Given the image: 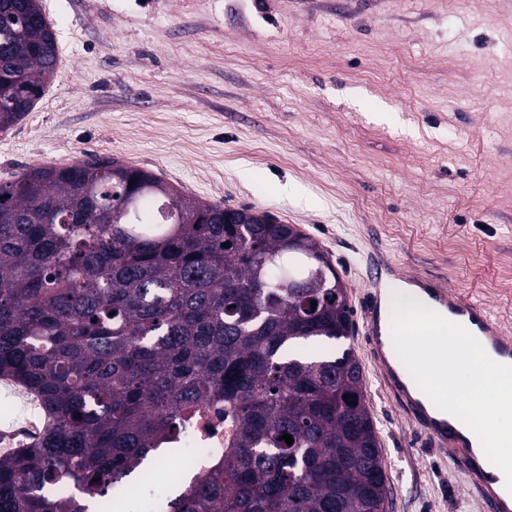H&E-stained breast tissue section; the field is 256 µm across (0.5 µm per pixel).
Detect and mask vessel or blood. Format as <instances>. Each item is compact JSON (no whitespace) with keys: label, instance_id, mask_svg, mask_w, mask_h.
<instances>
[{"label":"vessel or blood","instance_id":"1","mask_svg":"<svg viewBox=\"0 0 512 512\" xmlns=\"http://www.w3.org/2000/svg\"><path fill=\"white\" fill-rule=\"evenodd\" d=\"M398 275L394 265H382L364 299V335L379 376L416 429L465 476L469 491L483 503L485 512H512V489L490 478L493 464L487 455L449 421L447 412L432 403L403 362L393 356L392 329L385 320L381 300L386 280ZM411 282L429 301L447 310L449 321L482 339L501 362L512 365V331L487 308L430 277L415 275Z\"/></svg>","mask_w":512,"mask_h":512}]
</instances>
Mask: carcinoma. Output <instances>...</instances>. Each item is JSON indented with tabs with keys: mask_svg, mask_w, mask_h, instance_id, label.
I'll return each instance as SVG.
<instances>
[{
	"mask_svg": "<svg viewBox=\"0 0 512 512\" xmlns=\"http://www.w3.org/2000/svg\"><path fill=\"white\" fill-rule=\"evenodd\" d=\"M57 52L39 0H0V132ZM224 209L96 155L0 183V377L50 418L0 457V512H112L217 400L232 443L169 512H386L359 363L308 346L349 335L346 287L310 236Z\"/></svg>",
	"mask_w": 512,
	"mask_h": 512,
	"instance_id": "1",
	"label": "carcinoma"
}]
</instances>
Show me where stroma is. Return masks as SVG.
Wrapping results in <instances>:
<instances>
[{"instance_id": "35a3bbf8", "label": "stroma", "mask_w": 512, "mask_h": 512, "mask_svg": "<svg viewBox=\"0 0 512 512\" xmlns=\"http://www.w3.org/2000/svg\"><path fill=\"white\" fill-rule=\"evenodd\" d=\"M58 43L0 181L96 154L312 237L343 278L387 512H483L363 331L378 261L512 330V0H40Z\"/></svg>"}]
</instances>
